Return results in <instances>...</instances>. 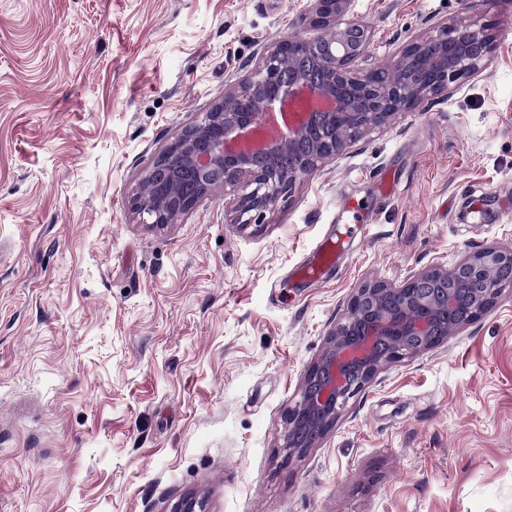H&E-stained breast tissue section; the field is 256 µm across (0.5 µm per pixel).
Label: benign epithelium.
Instances as JSON below:
<instances>
[{
	"mask_svg": "<svg viewBox=\"0 0 512 512\" xmlns=\"http://www.w3.org/2000/svg\"><path fill=\"white\" fill-rule=\"evenodd\" d=\"M349 2L310 0L309 25L320 35L264 51L153 158L134 197L142 223L173 224L207 193L239 186L228 202L234 223L255 224L321 163L394 116L449 95L493 51L490 26L449 19L367 67L372 33L348 15ZM504 275L512 278V244H490L400 285L356 289L288 408L282 463L316 447L384 368L479 321L498 303Z\"/></svg>",
	"mask_w": 512,
	"mask_h": 512,
	"instance_id": "benign-epithelium-1",
	"label": "benign epithelium"
}]
</instances>
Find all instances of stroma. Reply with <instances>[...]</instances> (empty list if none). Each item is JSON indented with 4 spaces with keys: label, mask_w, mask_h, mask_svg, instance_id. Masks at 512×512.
Masks as SVG:
<instances>
[{
    "label": "stroma",
    "mask_w": 512,
    "mask_h": 512,
    "mask_svg": "<svg viewBox=\"0 0 512 512\" xmlns=\"http://www.w3.org/2000/svg\"><path fill=\"white\" fill-rule=\"evenodd\" d=\"M307 0H0V512H512V288L393 364L305 458L278 448L364 282L512 243V0H351L390 60L453 18L494 50L260 224L229 187L141 223L155 155L307 37ZM346 250L314 288L322 239Z\"/></svg>",
    "instance_id": "1"
}]
</instances>
